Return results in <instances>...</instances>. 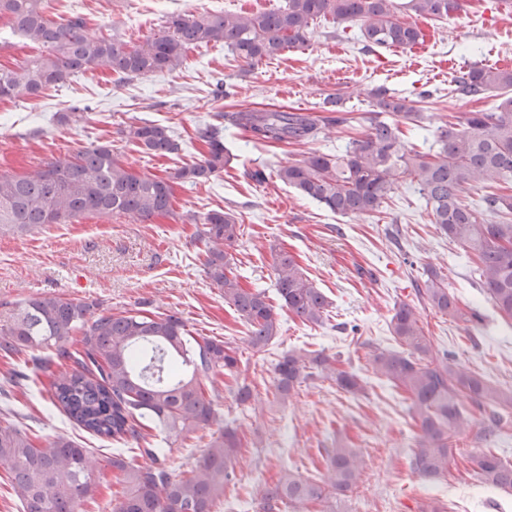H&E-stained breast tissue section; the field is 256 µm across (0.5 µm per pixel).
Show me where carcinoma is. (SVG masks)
Segmentation results:
<instances>
[{
    "mask_svg": "<svg viewBox=\"0 0 512 512\" xmlns=\"http://www.w3.org/2000/svg\"><path fill=\"white\" fill-rule=\"evenodd\" d=\"M285 0L271 11L231 14L224 11L177 14L164 30L142 45L87 32L84 17L57 21L47 0H0V17L42 49L18 70L0 69V100L26 102L48 88L95 66L121 79L173 71L187 50L222 44L248 67L309 43L316 21L359 26L366 47H407L423 38L408 20L413 14L441 21L457 16L460 0ZM512 89V70L473 65L458 72L451 91L480 100ZM422 108L379 87L368 102L361 130L336 154L310 151L276 170L283 184L342 216H372L391 198L399 180L409 177L430 208L439 232L470 253L496 312L512 320V95L491 109L466 113L454 126L437 128L425 151L404 143L401 124H417ZM224 121L268 144H306L349 122L344 115L314 116L299 111L241 110L224 113ZM125 139L149 156L180 151L170 127L135 123ZM207 146L204 159L173 170L166 178L132 173L113 153L112 143L91 144L73 157L46 162L29 174H0V233L27 232L46 224H68L88 216L126 214L147 221L172 213L173 184L209 181L231 163L221 126L198 129ZM467 190L478 199L463 197ZM198 237L204 242L202 265L211 284L224 292L247 329L245 342L261 351L279 335L280 311L305 325L328 320L323 292L304 274L292 255H274V288L280 301L272 305L265 292L241 286L233 269L240 224L221 209L203 214ZM420 297L454 319L481 321L476 309L464 311L434 268L424 271ZM390 327L405 350L371 355L373 373L404 390L409 413L418 427L411 469L420 478L445 477L455 452V438L472 430L481 417L475 440L484 445L472 455L475 473L490 488L512 492V461L491 445L512 424V391L492 386L481 374L459 365L449 354L434 351L416 308H394ZM52 351L63 371L51 381L53 405L85 432L126 444H146L141 452L150 466H131L121 456L112 468L125 486L112 512H213L224 488L236 478L235 463L244 447L239 427L222 422L206 396L205 385L228 376L233 401L246 411L256 400L255 387L242 375L237 349L220 339L189 335L183 319L169 313L129 309L119 314L91 312V305L60 296L26 299L0 314V353L9 356ZM273 401L285 405L304 381L318 377L337 390L358 396L366 385L341 366L340 357L322 350L284 351L273 367ZM166 436L188 435L218 426L195 468L175 472L160 459L163 449L145 442L142 422ZM0 462L8 467L11 487L23 512H76L82 499L96 491L95 466L88 449L57 437L46 446L18 426L0 424ZM325 478H304L290 471L259 487L260 512H286L325 504L346 495L361 477L357 449L346 444L327 450Z\"/></svg>",
    "mask_w": 512,
    "mask_h": 512,
    "instance_id": "obj_1",
    "label": "carcinoma"
}]
</instances>
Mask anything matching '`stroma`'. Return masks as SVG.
I'll return each instance as SVG.
<instances>
[{
  "label": "stroma",
  "mask_w": 512,
  "mask_h": 512,
  "mask_svg": "<svg viewBox=\"0 0 512 512\" xmlns=\"http://www.w3.org/2000/svg\"><path fill=\"white\" fill-rule=\"evenodd\" d=\"M493 2L482 0L470 15L426 21L433 40L421 55L395 47L369 50L358 26L321 22L308 45L252 68L241 66L220 45L189 50L175 70L129 82L88 68L41 98L0 101V173L22 175L108 142L134 173L164 178L203 159L207 148L197 130L218 123L221 114L253 108L317 111L328 95L340 93L342 111L360 118L379 86L412 100L428 93L422 122L404 129L408 145L425 150L438 126L458 122L476 108L475 102L449 97L455 71L512 63V21L493 13ZM283 3L51 0V13L58 19L81 14L89 34L140 44L162 31L174 14L270 11ZM74 105L85 106L82 120L58 123V113ZM143 119L171 127L181 144L179 154L151 157L126 142L122 129ZM223 134L233 157L230 167L196 186L175 184L173 216L145 222L128 215L95 217L0 234V312L44 295L92 303L100 313L137 307L175 312L190 335L240 348L246 374L262 397L273 389L272 365L282 351L306 348L340 356L344 368L364 380L365 395L351 396L315 378L302 384L287 408L268 406L244 418L229 393L230 379L218 377L209 396L226 420L237 422L247 445L238 458L237 480L225 488L215 512H257L256 483L273 482L285 469L324 476L327 449L345 442L359 449L363 471L358 485L337 500L335 512H418L429 499L447 504L448 512H503L512 494L475 479L471 457L478 446L471 437H459L448 477L433 483L412 472L418 430L408 402L369 365L374 350L396 348L389 323L394 305L405 302L416 307L436 348L452 351L492 385L512 389V324L473 283L467 251L437 232L408 181L400 182L379 214L336 215L275 176V166L300 159L303 147L262 143L235 128ZM254 169L265 171V182L249 178ZM218 208L233 213L240 226L232 255L242 285L264 290L277 302L273 256L288 251L330 302L324 325L285 316L265 350L245 347L237 313L203 271L204 245L191 222L192 216ZM428 266L442 274L461 308L483 313L482 322L455 320L419 297L416 286ZM42 356L47 363L39 368L26 354L0 356V380L14 372L26 376L0 394V421L28 430L44 445L65 436L89 448L98 489L79 502L77 512H112L123 491L110 464L115 445L79 429L53 406L49 383L58 367L50 363V351Z\"/></svg>",
  "instance_id": "obj_1"
}]
</instances>
